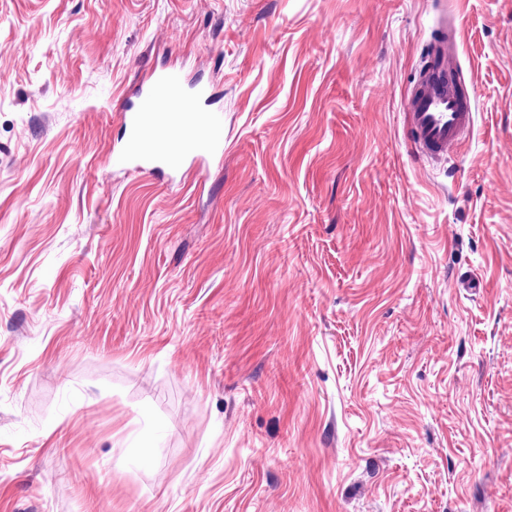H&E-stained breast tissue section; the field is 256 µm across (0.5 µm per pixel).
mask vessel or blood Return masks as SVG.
<instances>
[{"label":"vessel or blood","instance_id":"obj_1","mask_svg":"<svg viewBox=\"0 0 512 512\" xmlns=\"http://www.w3.org/2000/svg\"><path fill=\"white\" fill-rule=\"evenodd\" d=\"M447 40L437 41L432 65L409 93L404 112L407 139L419 159L444 162L468 142L475 121L469 98L459 97L448 81ZM207 87L187 84L174 69L152 71L146 85L128 99L122 113L126 132L116 167L144 174L179 172L187 161H203L224 152V122L219 112L205 110Z\"/></svg>","mask_w":512,"mask_h":512}]
</instances>
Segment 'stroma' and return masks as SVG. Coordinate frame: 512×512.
<instances>
[{"label":"stroma","instance_id":"1","mask_svg":"<svg viewBox=\"0 0 512 512\" xmlns=\"http://www.w3.org/2000/svg\"><path fill=\"white\" fill-rule=\"evenodd\" d=\"M160 64L224 154L113 167ZM0 512H512V0H0ZM450 53L448 38L434 44L432 66L421 71L406 100L407 139L418 158L427 162H447L454 150L468 142L474 128L469 97H459L448 83Z\"/></svg>","mask_w":512,"mask_h":512}]
</instances>
